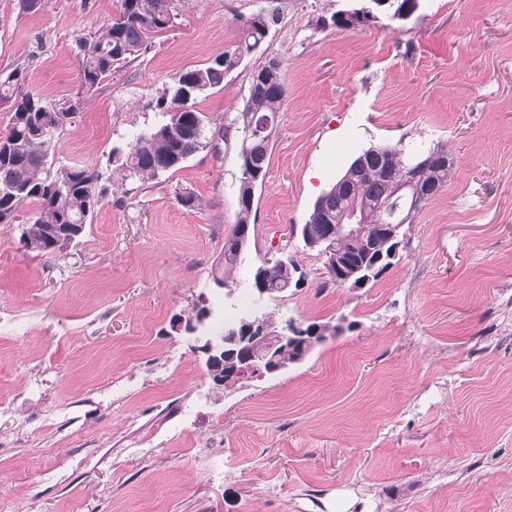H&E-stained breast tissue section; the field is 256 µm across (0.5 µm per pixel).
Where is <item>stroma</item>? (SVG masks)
I'll list each match as a JSON object with an SVG mask.
<instances>
[{"instance_id": "35a3bbf8", "label": "stroma", "mask_w": 512, "mask_h": 512, "mask_svg": "<svg viewBox=\"0 0 512 512\" xmlns=\"http://www.w3.org/2000/svg\"><path fill=\"white\" fill-rule=\"evenodd\" d=\"M0 0V72L47 100L79 89L80 33L117 0ZM369 0H180L178 25L87 95L60 142L66 165L104 167L152 126L171 77L279 10L265 55L288 86L241 262L211 271L237 221L238 135L155 180L108 191L78 244L38 255L0 224V512H512V0H418L328 25ZM253 59L196 107L222 120ZM446 147L447 186L404 225L399 257L361 288L322 287L294 227L363 150ZM191 188L195 209L178 204ZM301 287L257 296L281 249ZM208 306L205 333L268 315L339 334L301 363L215 384L173 323Z\"/></svg>"}]
</instances>
